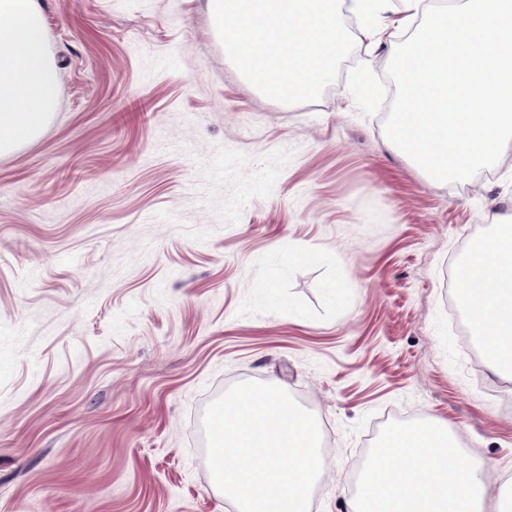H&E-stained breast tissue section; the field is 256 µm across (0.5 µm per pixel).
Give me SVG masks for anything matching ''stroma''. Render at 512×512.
<instances>
[{
  "instance_id": "obj_1",
  "label": "stroma",
  "mask_w": 512,
  "mask_h": 512,
  "mask_svg": "<svg viewBox=\"0 0 512 512\" xmlns=\"http://www.w3.org/2000/svg\"><path fill=\"white\" fill-rule=\"evenodd\" d=\"M57 108L0 155V512H237L202 416L244 381L308 402L331 446L312 512H346L390 409L464 437L512 479V363L456 349L448 273L512 224V154L442 184L384 133L387 45L341 13L353 54L314 102L262 95L208 0H42ZM178 55V66L165 63ZM286 161L261 196L207 155ZM298 246L261 306L247 271ZM334 256L328 264L326 256Z\"/></svg>"
}]
</instances>
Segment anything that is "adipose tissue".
Instances as JSON below:
<instances>
[{"mask_svg":"<svg viewBox=\"0 0 512 512\" xmlns=\"http://www.w3.org/2000/svg\"><path fill=\"white\" fill-rule=\"evenodd\" d=\"M41 0H0V153L31 137L54 110L55 95L41 30ZM484 272L466 277L473 302L466 311L473 322L492 324L486 344L498 358L512 344V229L487 240L482 253ZM382 454L393 470L383 491L372 490L376 471L362 478V489L351 512H475L487 488L479 465L448 447L446 434L423 426L417 435L395 429Z\"/></svg>","mask_w":512,"mask_h":512,"instance_id":"1","label":"adipose tissue"}]
</instances>
